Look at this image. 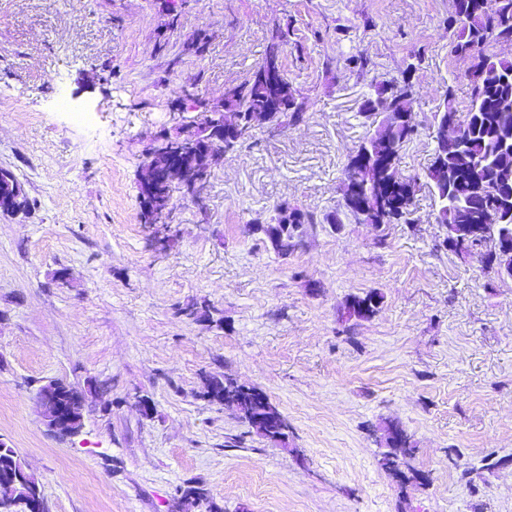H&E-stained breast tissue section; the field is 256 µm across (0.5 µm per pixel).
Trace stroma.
I'll use <instances>...</instances> for the list:
<instances>
[{
  "label": "stroma",
  "mask_w": 512,
  "mask_h": 512,
  "mask_svg": "<svg viewBox=\"0 0 512 512\" xmlns=\"http://www.w3.org/2000/svg\"><path fill=\"white\" fill-rule=\"evenodd\" d=\"M453 0H0V170L30 202L0 211V441L49 512H512V280L483 248H444L422 184L407 220L342 208L359 112L409 77L401 175L435 157L434 114L471 101ZM301 116L253 128L211 161L200 200L172 185L167 227L140 219L146 153L186 95L223 100L272 39ZM68 108H61L60 100ZM313 214L288 255L255 224ZM374 292L366 320L339 319ZM207 302L213 326L185 315ZM264 391L288 444L202 395L209 376ZM93 387L74 436L48 430L36 391ZM413 454L383 469L384 427ZM422 473L423 481L412 480Z\"/></svg>",
  "instance_id": "obj_1"
}]
</instances>
